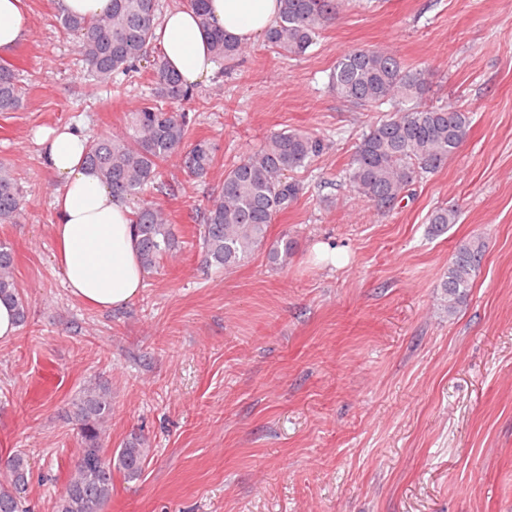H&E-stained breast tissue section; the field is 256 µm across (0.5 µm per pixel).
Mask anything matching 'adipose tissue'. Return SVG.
Here are the masks:
<instances>
[{"label":"adipose tissue","instance_id":"adipose-tissue-1","mask_svg":"<svg viewBox=\"0 0 512 512\" xmlns=\"http://www.w3.org/2000/svg\"><path fill=\"white\" fill-rule=\"evenodd\" d=\"M209 21L242 43L256 40L277 20L278 0H209ZM155 33L169 65L196 84L215 62L207 34L191 8L167 11ZM88 138L62 126L40 135L41 156L58 181L53 206L55 258L70 293L104 310L127 305L143 286L144 270L125 201L113 197L83 162Z\"/></svg>","mask_w":512,"mask_h":512}]
</instances>
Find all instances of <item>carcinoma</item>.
Here are the masks:
<instances>
[{
  "label": "carcinoma",
  "mask_w": 512,
  "mask_h": 512,
  "mask_svg": "<svg viewBox=\"0 0 512 512\" xmlns=\"http://www.w3.org/2000/svg\"><path fill=\"white\" fill-rule=\"evenodd\" d=\"M344 0H279L280 17L265 32V41L281 55L300 57L313 44L319 30L336 18ZM210 40L215 62L234 60L244 45L232 35L210 26L208 0H188ZM159 17V0H112L109 11L83 19L64 15L62 27L76 36V52L95 84L108 87L121 74L143 65L149 69L154 96L167 102L193 98V89L169 68L164 55L150 53ZM336 96L345 103L368 109H389L370 125L352 153L346 171L349 187L380 211L398 207L413 183L448 163L464 144L471 128L470 113L455 106L425 105L428 79L423 70L405 66L392 51L359 48L341 56L329 75ZM22 87L13 65L0 63V112L16 110ZM191 118L164 104L146 103L132 113L127 130L89 141L85 162L123 200H138L131 224L139 257L146 272L176 253L178 228L169 214L145 198L150 190L174 192L163 166L180 157L184 171L204 178L214 168L216 146L207 139L187 144ZM325 139L302 131H277L256 151L224 171V179L196 215L203 263L226 271L267 248L273 268L288 265L292 242L268 244V229L298 200L302 187L288 173L304 168L321 156ZM25 207L23 187L10 168L0 163V223L13 224ZM453 206L435 208L428 216L429 231L437 236L458 223ZM483 256L475 240L458 249L448 265L441 288L448 299V314L467 297ZM14 251L0 242V300L12 305L19 325L28 318V304L13 277ZM112 416V394L104 386L90 385L73 403L72 421L81 448L57 512H102L112 496V466L129 479L141 476L150 449L140 436L129 438L117 459L102 446V435ZM30 466L16 454L0 464V512H25Z\"/></svg>",
  "instance_id": "obj_1"
}]
</instances>
